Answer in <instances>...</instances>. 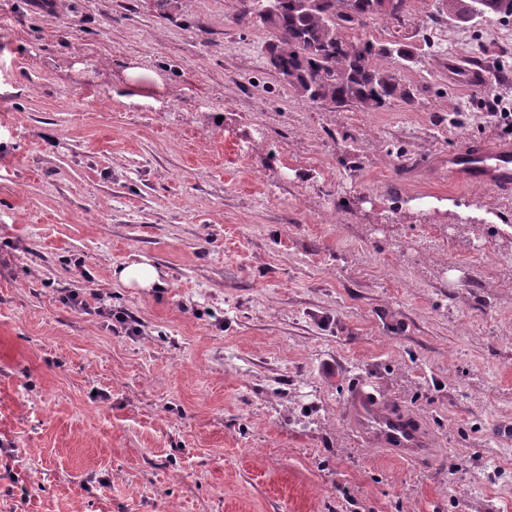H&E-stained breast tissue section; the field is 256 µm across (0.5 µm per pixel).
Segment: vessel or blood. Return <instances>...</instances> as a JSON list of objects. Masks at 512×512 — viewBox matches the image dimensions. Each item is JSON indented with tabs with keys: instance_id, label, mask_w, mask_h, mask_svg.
Instances as JSON below:
<instances>
[{
	"instance_id": "obj_1",
	"label": "vessel or blood",
	"mask_w": 512,
	"mask_h": 512,
	"mask_svg": "<svg viewBox=\"0 0 512 512\" xmlns=\"http://www.w3.org/2000/svg\"><path fill=\"white\" fill-rule=\"evenodd\" d=\"M448 73L467 85L477 86L486 81L482 70L457 58L449 61ZM448 170L461 182L489 186L501 194H510L512 144L465 148L449 156ZM349 412L356 433L374 447L416 460L430 446L423 421L398 409L375 387L360 385L350 398Z\"/></svg>"
}]
</instances>
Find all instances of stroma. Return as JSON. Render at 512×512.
Masks as SVG:
<instances>
[{"label":"stroma","instance_id":"1","mask_svg":"<svg viewBox=\"0 0 512 512\" xmlns=\"http://www.w3.org/2000/svg\"><path fill=\"white\" fill-rule=\"evenodd\" d=\"M407 13L362 112L236 0H0V512H512V196L448 173L512 143V17ZM363 379L436 455L358 442ZM448 75L457 77L463 84L477 86L486 81L482 70L464 64L460 58H454L448 62ZM119 279L127 284L136 283L141 288L162 287L158 272L148 264H133L119 271Z\"/></svg>","mask_w":512,"mask_h":512}]
</instances>
